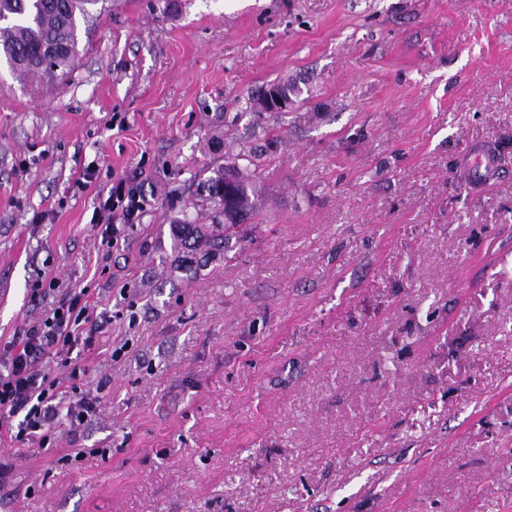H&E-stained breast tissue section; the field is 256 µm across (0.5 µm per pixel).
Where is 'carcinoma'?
I'll return each mask as SVG.
<instances>
[{
  "instance_id": "cac0c4a2",
  "label": "carcinoma",
  "mask_w": 512,
  "mask_h": 512,
  "mask_svg": "<svg viewBox=\"0 0 512 512\" xmlns=\"http://www.w3.org/2000/svg\"><path fill=\"white\" fill-rule=\"evenodd\" d=\"M101 0H0V59L32 81L52 79L70 69L77 55L79 23L90 15L89 7ZM256 170L237 162L203 171L202 201L209 205L212 224L208 229L188 215L171 225L175 247L192 252L202 247L224 249V238L236 233V215L255 219L260 200L255 186ZM234 194L224 200L226 181Z\"/></svg>"
}]
</instances>
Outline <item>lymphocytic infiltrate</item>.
<instances>
[{"mask_svg": "<svg viewBox=\"0 0 512 512\" xmlns=\"http://www.w3.org/2000/svg\"><path fill=\"white\" fill-rule=\"evenodd\" d=\"M148 204L136 177L113 181L96 210L110 243H118L120 225L139 221ZM33 295L45 304L39 320L20 329L0 351V429L13 440L43 448L59 421L74 431L96 410L95 399L80 386L86 369L73 362L72 354L92 348L104 323L88 289L37 288ZM53 362L67 367V374L52 375Z\"/></svg>", "mask_w": 512, "mask_h": 512, "instance_id": "obj_1", "label": "lymphocytic infiltrate"}]
</instances>
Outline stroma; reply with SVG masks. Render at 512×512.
Wrapping results in <instances>:
<instances>
[{
    "label": "stroma",
    "instance_id": "35a3bbf8",
    "mask_svg": "<svg viewBox=\"0 0 512 512\" xmlns=\"http://www.w3.org/2000/svg\"><path fill=\"white\" fill-rule=\"evenodd\" d=\"M260 132L258 217L186 271L174 220ZM53 280L110 318L97 410L0 437V512H512V0H107L54 83L1 61L0 346ZM263 91L272 109L269 108L267 101L260 93L256 98H248L246 110L250 112H272V110L288 112V110H291L295 105V100L291 97H282L273 86H266ZM494 170V157L489 152H479L469 157L463 164L462 174L465 182H478L490 178ZM149 204L143 184L135 176L120 177L112 181L107 198H99L96 220L104 224L109 243L117 245L119 224H135Z\"/></svg>",
    "mask_w": 512,
    "mask_h": 512
}]
</instances>
